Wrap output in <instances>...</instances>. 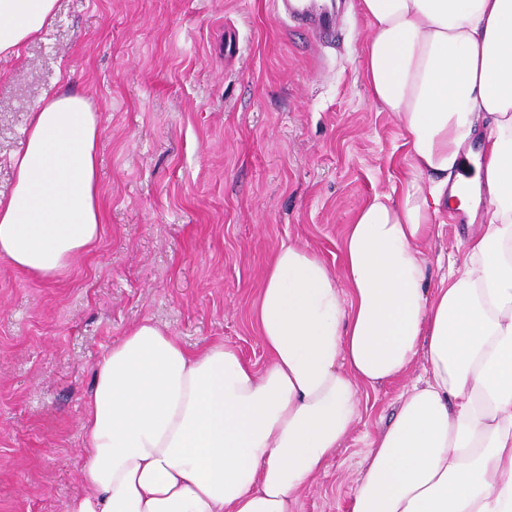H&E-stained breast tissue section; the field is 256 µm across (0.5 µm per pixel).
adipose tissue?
Returning <instances> with one entry per match:
<instances>
[{
    "label": "adipose tissue",
    "instance_id": "obj_1",
    "mask_svg": "<svg viewBox=\"0 0 512 512\" xmlns=\"http://www.w3.org/2000/svg\"><path fill=\"white\" fill-rule=\"evenodd\" d=\"M56 0H0V56ZM363 73L408 148L398 196L357 207L342 271L284 243L252 310L263 368L191 350L149 321L98 360L81 422L86 495L65 512H295L360 419V393L421 378L369 445L351 512H512V0H360ZM102 121L67 88L30 117L0 199V258L43 280L103 233ZM478 174L462 175L473 143ZM477 230L428 278L424 245L452 211Z\"/></svg>",
    "mask_w": 512,
    "mask_h": 512
}]
</instances>
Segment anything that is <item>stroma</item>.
I'll return each mask as SVG.
<instances>
[{"instance_id":"1","label":"stroma","mask_w":512,"mask_h":512,"mask_svg":"<svg viewBox=\"0 0 512 512\" xmlns=\"http://www.w3.org/2000/svg\"><path fill=\"white\" fill-rule=\"evenodd\" d=\"M368 22L344 0L336 41L284 29L271 0H58L0 61V197L31 112L70 87L102 117L103 235L43 281L0 259V512H65L83 494L80 423L101 355L151 321L186 347L266 354L251 311L281 243L332 271L362 200L391 192L406 151L363 74ZM463 214L426 251L462 258ZM407 387L361 393L362 414L296 512H351L371 440Z\"/></svg>"}]
</instances>
